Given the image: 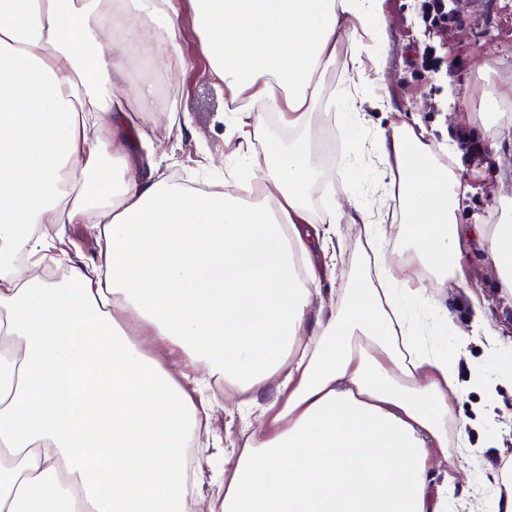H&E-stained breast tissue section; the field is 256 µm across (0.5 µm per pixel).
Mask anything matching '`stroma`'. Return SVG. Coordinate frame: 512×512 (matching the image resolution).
<instances>
[{
    "instance_id": "obj_1",
    "label": "stroma",
    "mask_w": 512,
    "mask_h": 512,
    "mask_svg": "<svg viewBox=\"0 0 512 512\" xmlns=\"http://www.w3.org/2000/svg\"><path fill=\"white\" fill-rule=\"evenodd\" d=\"M423 0H384L386 38L380 51V70L377 74L380 93L392 107L391 112H367L364 147L352 151L343 141L340 126L342 117L330 106L333 96L342 95L352 86L353 75L344 63H337L326 76L319 100L311 118L321 175L312 186L310 206L320 214L323 199L342 188L346 166L360 169L364 178L357 188L370 199L383 193L385 177L374 146L373 136L378 129L390 128L399 120H420L436 140L448 136V123L443 118L439 83L442 72H450L467 98L479 97L490 85L512 82V0H463L460 11L447 15L438 23H426ZM177 36L172 46L175 55L191 60V67L163 70L150 67L131 56L122 89L153 82L165 76L170 93L167 108L188 113L195 130L194 136L177 140L167 137L164 125H157L151 135L156 154H168L174 160L168 170L172 180L191 187H209L222 175L211 167L210 161L227 154L226 140L230 129L224 118L223 87L207 78L208 60L195 38L188 12H181L176 21ZM456 138L463 154L464 176L476 177L479 191L468 203L472 215L487 216L494 204L499 169L486 154L487 135L479 124L458 127ZM39 231L49 239L60 242L61 249L72 258L84 261L97 254V234L90 224H70L58 229L54 224L40 225ZM467 289L457 288L453 280L432 283L434 296L457 305V320L465 322L468 294H475L487 305L491 318L512 327V306L504 304L494 288L490 268L479 260L471 261L465 271ZM275 394L267 384L241 394L236 385L219 383L210 392V431L195 439L194 445L208 449L210 464L200 473L202 487H209L213 468L223 456L243 447L248 435L249 417L240 407L242 399H251L260 407ZM480 400L478 388H470L462 401L448 415V462L437 468V480L459 477L463 471L484 469L487 463H498L512 456V390L502 389L501 417L507 423L490 429L485 438L492 442L485 457L466 462L457 450L458 429L462 419L471 415Z\"/></svg>"
}]
</instances>
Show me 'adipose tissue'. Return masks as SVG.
<instances>
[{"mask_svg": "<svg viewBox=\"0 0 512 512\" xmlns=\"http://www.w3.org/2000/svg\"><path fill=\"white\" fill-rule=\"evenodd\" d=\"M382 2L0 0V512H512L505 466L501 486L470 475L430 491L470 381L482 401L458 451L483 455L468 430L497 423L512 343L474 295L465 324L441 308L452 348L420 339L412 319L436 305L421 269L460 277L476 257L512 300V193L497 195L496 223H460L457 141L404 123L374 137L396 231L364 196L329 201L319 220L309 206L310 118L340 43L356 93L385 106L369 69ZM184 6L239 131L229 181L181 186L153 154L145 174L115 181L113 161L150 141L153 113L144 91L107 88L128 47L162 59ZM509 98L512 85L492 88L457 122L512 138ZM257 102L288 138L268 134ZM38 224L94 225L96 260L45 280L56 245ZM346 224L372 229L358 245L366 270L329 304L319 284L336 278ZM473 341L491 361L464 382ZM199 362L241 391L276 388L207 495L185 466L206 418L188 370Z\"/></svg>", "mask_w": 512, "mask_h": 512, "instance_id": "obj_1", "label": "adipose tissue"}]
</instances>
